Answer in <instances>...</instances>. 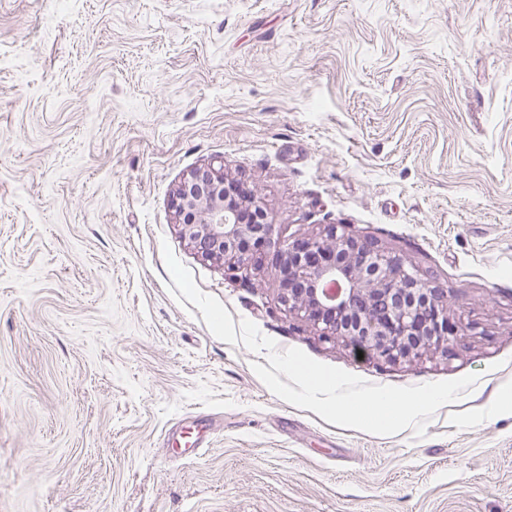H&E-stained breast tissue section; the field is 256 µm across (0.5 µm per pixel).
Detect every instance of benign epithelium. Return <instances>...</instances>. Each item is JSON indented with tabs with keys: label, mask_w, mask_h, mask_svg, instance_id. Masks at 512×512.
Here are the masks:
<instances>
[{
	"label": "benign epithelium",
	"mask_w": 512,
	"mask_h": 512,
	"mask_svg": "<svg viewBox=\"0 0 512 512\" xmlns=\"http://www.w3.org/2000/svg\"><path fill=\"white\" fill-rule=\"evenodd\" d=\"M171 209L201 258L236 271L268 262L281 302L327 341L342 339L396 363L430 349L448 351L458 330L449 323L445 291L367 236L329 224L315 237L275 235L256 192L209 164L175 189Z\"/></svg>",
	"instance_id": "obj_1"
}]
</instances>
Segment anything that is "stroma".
I'll use <instances>...</instances> for the list:
<instances>
[{
    "mask_svg": "<svg viewBox=\"0 0 512 512\" xmlns=\"http://www.w3.org/2000/svg\"><path fill=\"white\" fill-rule=\"evenodd\" d=\"M217 160L281 239L376 240L466 335L362 356L268 265L203 260L170 199ZM166 245L278 349L479 379L422 438L329 423L211 333ZM0 512H512V0H0Z\"/></svg>",
    "mask_w": 512,
    "mask_h": 512,
    "instance_id": "1",
    "label": "stroma"
}]
</instances>
